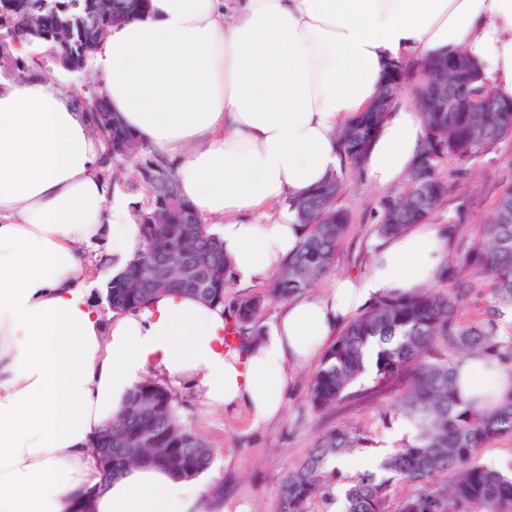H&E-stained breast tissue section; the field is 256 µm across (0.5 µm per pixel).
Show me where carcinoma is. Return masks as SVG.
Returning a JSON list of instances; mask_svg holds the SVG:
<instances>
[{"instance_id": "obj_1", "label": "carcinoma", "mask_w": 512, "mask_h": 512, "mask_svg": "<svg viewBox=\"0 0 512 512\" xmlns=\"http://www.w3.org/2000/svg\"><path fill=\"white\" fill-rule=\"evenodd\" d=\"M149 0H0V60L19 79L45 68L42 60L16 49L37 38L67 60V70L82 72L86 84L71 91L82 110L91 113L93 129L103 144L102 164L112 181L133 169L125 188L143 186L146 203L136 210L145 249L112 277L108 293L112 309L143 305L151 296L178 291L209 303L228 304L239 347L259 335L266 305L285 301L314 287L336 269L340 245L351 223L340 204L350 174L362 168L386 112H361L339 134L344 163L305 195L286 201L307 235L297 252L272 278L266 293L227 300L231 287L220 237L179 193L173 161L141 142L112 112L91 80L93 52L115 24L145 14ZM431 60L446 66L448 111L428 112L434 91L428 71L407 76L421 110L425 138L407 187L381 201L380 238L401 235L430 220L448 195L444 163L465 175L480 154L512 138V112H469L466 102L501 104L503 100L475 87L481 75L463 53H443ZM169 209V222L149 224L145 216ZM491 286L494 304L476 322L460 321V307L475 282ZM442 289L388 292L373 299L343 326L324 353L308 386L315 409L334 410L358 395H395L394 414L403 418L411 436L388 456L380 473H360L345 483L343 512H512V465L506 470L482 464L480 449L512 437V388L488 409L457 395V364L481 356L512 376V336L497 333L501 310L512 308V185L497 197L493 216L468 248L446 259ZM372 370V384L357 392L350 387ZM180 401L153 379L139 384L112 431L99 437V447L112 449V474L130 467H152L178 478L198 477L209 470L213 449L199 433L179 421ZM369 437L358 428L325 432L314 448L288 470L280 487L279 512H309L316 500L337 498L338 479L332 462L366 447ZM452 475L451 481L444 476ZM414 485L413 492L391 510L392 486Z\"/></svg>"}]
</instances>
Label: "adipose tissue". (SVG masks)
<instances>
[{"instance_id":"obj_1","label":"adipose tissue","mask_w":512,"mask_h":512,"mask_svg":"<svg viewBox=\"0 0 512 512\" xmlns=\"http://www.w3.org/2000/svg\"><path fill=\"white\" fill-rule=\"evenodd\" d=\"M462 51L512 98V0H150L112 27L91 70L112 111L173 160L180 191L214 222L236 283L275 275L307 228L284 201L343 163L339 130L391 63ZM425 137L410 90L363 169L402 183ZM89 116L40 76L0 75V512H210L198 479L134 468L103 480L93 443L152 372L207 409L284 407L288 368L308 363L377 295L437 283L451 241L426 222L379 241L367 273L288 300L243 352L227 314L187 294L101 312L89 290L145 245L130 198L102 172ZM512 376L464 360L459 396L500 398Z\"/></svg>"}]
</instances>
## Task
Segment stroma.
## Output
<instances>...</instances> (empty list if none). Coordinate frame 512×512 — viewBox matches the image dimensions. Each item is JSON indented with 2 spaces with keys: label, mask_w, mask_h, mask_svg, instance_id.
I'll return each instance as SVG.
<instances>
[{
  "label": "stroma",
  "mask_w": 512,
  "mask_h": 512,
  "mask_svg": "<svg viewBox=\"0 0 512 512\" xmlns=\"http://www.w3.org/2000/svg\"><path fill=\"white\" fill-rule=\"evenodd\" d=\"M453 164L444 165L450 177L448 200L435 216L442 223L462 214L463 230L454 236L451 253L463 251L480 224L492 217L494 202L500 191L512 184V139L499 143L481 154L463 180L452 179ZM385 193L373 189L358 175H351L341 198L351 216V224L336 261L337 274L361 276L367 271L371 249L377 237L380 202ZM319 360L288 370L286 404L282 416L267 425L254 426L242 408L213 413L203 408L184 387L177 388L184 399L181 412L186 426L204 436L214 455L208 472L200 481L205 491L223 486L220 512H278L281 482L289 468L301 462L327 430L349 425L366 431L372 438L369 448L348 455L349 466L343 478L377 469L381 461L408 439L411 430L399 417H390L392 397L360 400L336 410H315L307 401V389Z\"/></svg>",
  "instance_id": "obj_1"
}]
</instances>
